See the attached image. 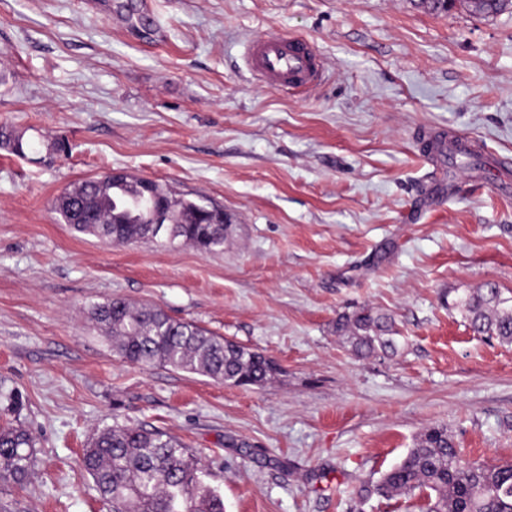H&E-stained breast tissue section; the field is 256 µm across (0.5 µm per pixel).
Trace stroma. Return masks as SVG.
Here are the masks:
<instances>
[{
    "label": "stroma",
    "mask_w": 512,
    "mask_h": 512,
    "mask_svg": "<svg viewBox=\"0 0 512 512\" xmlns=\"http://www.w3.org/2000/svg\"><path fill=\"white\" fill-rule=\"evenodd\" d=\"M287 31L324 58L307 92L242 57ZM0 426L36 438L0 512H107L80 456L116 424L199 457L224 512H423L360 498L428 427L464 457L512 462V344L456 303L512 296V5L482 17L419 0H0ZM484 154L455 166L421 135ZM111 171L223 208L220 252L114 244L54 211ZM120 297L279 366L239 387L127 363L90 317ZM395 320L397 354L356 357L338 313Z\"/></svg>",
    "instance_id": "35a3bbf8"
}]
</instances>
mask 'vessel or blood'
<instances>
[{
  "label": "vessel or blood",
  "mask_w": 512,
  "mask_h": 512,
  "mask_svg": "<svg viewBox=\"0 0 512 512\" xmlns=\"http://www.w3.org/2000/svg\"><path fill=\"white\" fill-rule=\"evenodd\" d=\"M244 59L254 79L272 88H310L321 82L325 72L311 42L283 31L250 40Z\"/></svg>",
  "instance_id": "vessel-or-blood-1"
}]
</instances>
